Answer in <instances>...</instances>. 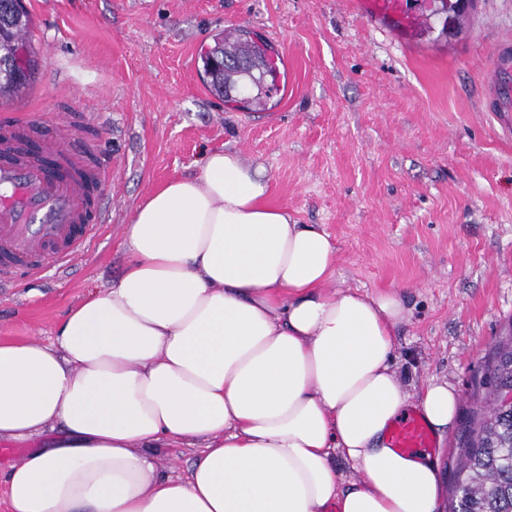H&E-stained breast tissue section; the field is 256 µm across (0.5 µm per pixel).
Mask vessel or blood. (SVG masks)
Listing matches in <instances>:
<instances>
[{
    "mask_svg": "<svg viewBox=\"0 0 512 512\" xmlns=\"http://www.w3.org/2000/svg\"><path fill=\"white\" fill-rule=\"evenodd\" d=\"M488 94L489 111L512 112L511 42L496 50ZM36 126L22 113L0 116V284L15 282L20 273L38 278L51 267L67 266L112 221L111 163H87L61 135L42 139L36 155L14 153L17 137ZM389 441L402 453L435 446L432 432L412 411L396 422Z\"/></svg>",
    "mask_w": 512,
    "mask_h": 512,
    "instance_id": "1",
    "label": "vessel or blood"
}]
</instances>
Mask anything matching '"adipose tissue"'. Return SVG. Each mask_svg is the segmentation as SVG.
Segmentation results:
<instances>
[{
  "label": "adipose tissue",
  "mask_w": 512,
  "mask_h": 512,
  "mask_svg": "<svg viewBox=\"0 0 512 512\" xmlns=\"http://www.w3.org/2000/svg\"><path fill=\"white\" fill-rule=\"evenodd\" d=\"M268 194L264 168L205 153L137 204L110 288L50 343L0 342V441L38 442L0 469L10 512H437L439 458L387 444L400 290L328 291V234ZM456 405L431 382L417 408L442 432ZM197 440L186 476L159 468Z\"/></svg>",
  "instance_id": "ef3b65f1"
}]
</instances>
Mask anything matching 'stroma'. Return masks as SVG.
I'll list each match as a JSON object with an SVG mask.
<instances>
[{"mask_svg": "<svg viewBox=\"0 0 512 512\" xmlns=\"http://www.w3.org/2000/svg\"><path fill=\"white\" fill-rule=\"evenodd\" d=\"M356 0H24L39 68L0 114L30 106L47 135L76 108L71 142L112 162V222L82 258L0 288V341L50 342L130 257L135 206L199 174L209 150L265 167L268 202L320 225L336 247L330 289L399 288L393 369L410 397L451 384L437 452L452 486L482 368L512 334V116L484 109L485 73L512 37V0H470L444 24L438 0H402L432 27L376 26ZM236 27L266 42L278 91L265 110L202 79L200 50Z\"/></svg>", "mask_w": 512, "mask_h": 512, "instance_id": "1", "label": "stroma"}]
</instances>
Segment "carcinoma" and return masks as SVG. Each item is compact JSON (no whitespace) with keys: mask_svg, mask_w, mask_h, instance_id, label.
I'll use <instances>...</instances> for the list:
<instances>
[{"mask_svg":"<svg viewBox=\"0 0 512 512\" xmlns=\"http://www.w3.org/2000/svg\"><path fill=\"white\" fill-rule=\"evenodd\" d=\"M32 21L20 0H0V98L21 93L38 67L31 45ZM27 51L25 67L16 64L13 47ZM208 85L231 97L243 92L253 108L266 107L276 92L275 66L264 50L226 31L204 55ZM483 405L473 412L458 460L449 512H512V410L496 402L497 393L512 387V344L500 341L486 366Z\"/></svg>","mask_w":512,"mask_h":512,"instance_id":"obj_1","label":"carcinoma"}]
</instances>
